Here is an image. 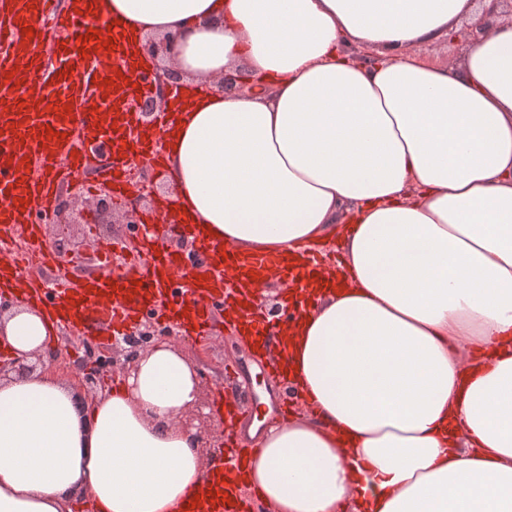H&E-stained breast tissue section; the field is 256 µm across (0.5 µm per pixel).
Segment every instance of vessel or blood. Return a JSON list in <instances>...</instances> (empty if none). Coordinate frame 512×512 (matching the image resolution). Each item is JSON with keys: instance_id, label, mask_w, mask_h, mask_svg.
I'll return each mask as SVG.
<instances>
[{"instance_id": "1", "label": "vessel or blood", "mask_w": 512, "mask_h": 512, "mask_svg": "<svg viewBox=\"0 0 512 512\" xmlns=\"http://www.w3.org/2000/svg\"><path fill=\"white\" fill-rule=\"evenodd\" d=\"M93 4L94 0H76L62 9L58 0H6L0 7V223L20 228L29 242L26 261L9 260V274L0 277V293L28 277L29 266L53 263L52 253L41 243L42 218L56 205L60 179L74 169L98 167L105 147L112 144L115 125L130 129L137 123L128 101L150 93L146 67L129 63L119 72L103 71L108 59L104 44L113 33L98 20ZM36 19L50 26L56 48L53 61L38 55L35 38L25 34ZM88 33L92 41L82 42ZM81 50L89 65L72 71L68 63ZM78 103L85 105V112H72ZM123 149L153 166L163 164V153L151 140L136 136ZM154 213L171 222L180 235L196 240L210 259L213 278L185 286L182 257L149 231L141 243L146 264L129 265L117 279H92L82 288L60 281L50 291H34L32 297L49 322L56 327L118 330L144 314L161 311L184 334L206 336L217 310L244 317V335L259 351L269 349L277 340L276 328L260 321V308L246 310L243 300L231 298L224 278L240 275L252 289L275 271L290 287L294 279L287 260L279 255H224L222 245L200 238L195 225L176 222L168 199L156 202ZM210 468L211 488L201 491L191 512H248L249 501L232 490L245 479L246 460H238L228 472L224 455L218 452L212 455Z\"/></svg>"}]
</instances>
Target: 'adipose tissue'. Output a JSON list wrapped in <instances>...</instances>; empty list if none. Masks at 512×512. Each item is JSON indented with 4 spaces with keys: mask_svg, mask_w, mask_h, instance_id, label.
<instances>
[{
    "mask_svg": "<svg viewBox=\"0 0 512 512\" xmlns=\"http://www.w3.org/2000/svg\"><path fill=\"white\" fill-rule=\"evenodd\" d=\"M131 53L173 42L163 137L183 222L240 253L336 244L343 286L295 276L276 350L308 415L250 424L265 512H512V21L460 65L422 49L471 0H96ZM244 69L253 83L212 87ZM0 315L10 356L50 349ZM169 345L79 403L56 372L0 379V512H183L209 486Z\"/></svg>",
    "mask_w": 512,
    "mask_h": 512,
    "instance_id": "obj_1",
    "label": "adipose tissue"
}]
</instances>
